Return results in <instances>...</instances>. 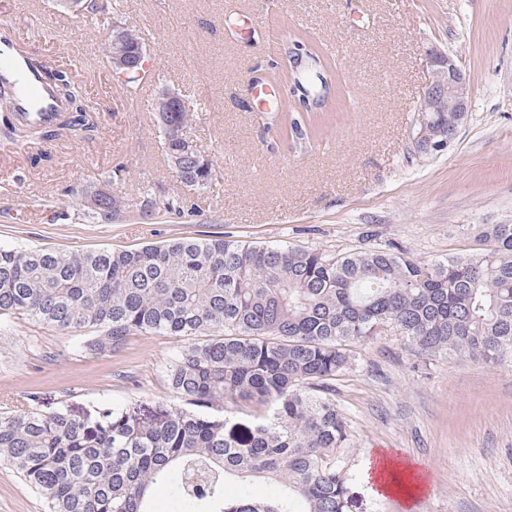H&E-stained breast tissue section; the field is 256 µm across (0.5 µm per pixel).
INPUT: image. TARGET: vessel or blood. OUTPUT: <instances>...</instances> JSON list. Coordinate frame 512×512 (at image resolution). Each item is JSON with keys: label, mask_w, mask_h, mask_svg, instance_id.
<instances>
[{"label": "vessel or blood", "mask_w": 512, "mask_h": 512, "mask_svg": "<svg viewBox=\"0 0 512 512\" xmlns=\"http://www.w3.org/2000/svg\"><path fill=\"white\" fill-rule=\"evenodd\" d=\"M1 90L11 96L15 115L25 123L49 126L68 109L54 83L20 50L15 33L5 24L0 25Z\"/></svg>", "instance_id": "vessel-or-blood-1"}]
</instances>
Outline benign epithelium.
Wrapping results in <instances>:
<instances>
[{
    "label": "benign epithelium",
    "mask_w": 512,
    "mask_h": 512,
    "mask_svg": "<svg viewBox=\"0 0 512 512\" xmlns=\"http://www.w3.org/2000/svg\"><path fill=\"white\" fill-rule=\"evenodd\" d=\"M127 23L112 20V41L109 43L106 56L112 68V74L127 77L132 72L142 74V67L147 47L132 50L124 37ZM431 79L426 88L419 111L431 112L436 104L448 102V111L459 114L455 122L461 127L465 116L469 112L471 99V85L469 77L461 67L459 61L452 55L434 53L430 56ZM186 107V102L179 92L168 90L163 92L155 102V112H176ZM410 137L414 147L427 153L436 147L448 146V129L432 125L424 116H419L411 127Z\"/></svg>",
    "instance_id": "1"
}]
</instances>
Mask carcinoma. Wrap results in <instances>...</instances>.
Wrapping results in <instances>:
<instances>
[{"label": "carcinoma", "instance_id": "carcinoma-1", "mask_svg": "<svg viewBox=\"0 0 512 512\" xmlns=\"http://www.w3.org/2000/svg\"><path fill=\"white\" fill-rule=\"evenodd\" d=\"M292 52L308 60L288 72L293 96L316 128L330 104L328 56L301 35ZM71 99L82 87L59 69ZM278 122L296 133L291 99ZM190 113L167 112L166 157ZM65 128L91 134L86 114ZM182 179L211 181L194 155ZM96 224L122 204L100 189L85 193ZM485 248L426 262L390 247L336 254L293 245L257 246L223 235L173 239L134 250L63 252L0 247V319L24 316L67 332L95 328L76 343L98 358L128 337L188 339L169 361L175 400L147 413L99 401L83 414L44 412L34 397L0 411V463L40 493L47 512H153L156 485L189 512H348L349 477L336 464L347 437L332 396L352 365V347L384 327L418 354L442 351L512 363V224H484ZM247 417H224V403ZM277 486L254 499V478Z\"/></svg>", "mask_w": 512, "mask_h": 512}]
</instances>
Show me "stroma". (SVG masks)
I'll list each match as a JSON object with an SVG mask.
<instances>
[{
  "instance_id": "obj_1",
  "label": "stroma",
  "mask_w": 512,
  "mask_h": 512,
  "mask_svg": "<svg viewBox=\"0 0 512 512\" xmlns=\"http://www.w3.org/2000/svg\"><path fill=\"white\" fill-rule=\"evenodd\" d=\"M106 3L148 48L152 76L132 101L106 62V16L65 0H14L0 14L29 54L72 72L98 121L90 139L10 143L0 130L1 246L135 249L217 232L336 253L393 243L435 261L478 251L479 225L512 223V0ZM286 33L336 65L335 109L317 135L275 121L272 102L289 98V83L251 92L281 62ZM434 52L458 58L472 94L454 141L424 155L409 133ZM167 89L184 97L187 133L212 163L204 194L180 184L162 150L154 104ZM106 184L124 211L90 223L81 191ZM76 341L21 316L1 320L0 408L23 394L42 411L77 413L101 399L143 410L172 398L166 366L186 338L133 335L99 358ZM335 389L350 512H512V364L418 355L387 328L355 347ZM381 453L429 469V481L383 497L368 476ZM0 512H45L4 465Z\"/></svg>"
}]
</instances>
